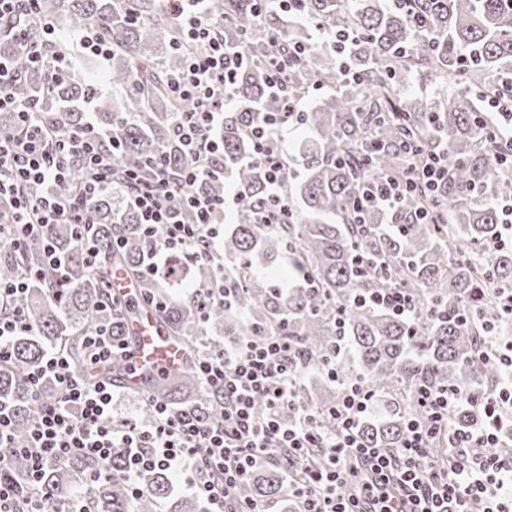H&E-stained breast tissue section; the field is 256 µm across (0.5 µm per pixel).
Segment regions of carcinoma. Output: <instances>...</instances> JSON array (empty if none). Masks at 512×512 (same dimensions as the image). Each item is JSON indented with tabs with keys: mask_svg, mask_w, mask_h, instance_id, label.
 <instances>
[{
	"mask_svg": "<svg viewBox=\"0 0 512 512\" xmlns=\"http://www.w3.org/2000/svg\"><path fill=\"white\" fill-rule=\"evenodd\" d=\"M214 31L243 57L232 85L234 102L224 109L217 138L224 144V173L201 185L217 200L226 186L235 197L233 221L218 208L212 220L224 228V270L231 304L209 307L206 328L198 324L189 295L167 290L165 281L140 277L153 241L141 235L137 211L121 192L89 200L91 233L102 246L100 268L91 270L73 241L70 224H54L50 241L64 266L65 281H40L16 299L34 320L36 333L14 341L8 364L0 365V399L14 409L16 439L25 438L35 395L28 374L51 349L83 373V335L98 328L129 342L128 315L106 284L112 269L139 279L145 303H162L156 313L169 335L181 343L185 369L147 382L146 391L185 409L206 424L221 422L219 394L191 402L199 388L194 358L205 330L235 342L280 326L300 349L305 372L318 370L336 351L351 368L338 374L336 392L360 382L379 396L395 386L478 388L494 393L507 372L477 361L482 339L500 331L496 304L477 300L490 280L512 285V250L459 261L464 243L484 245L498 233V202L512 196V177L501 172L496 149L487 139L497 122L488 100L512 101V0H295L292 9L277 0H214ZM34 15L52 24L66 18L68 30L87 29L112 49L107 84L69 74L51 77L45 61H32L5 39L12 60V93L39 99L40 120L63 140L92 123L109 149L112 175L137 168L142 179L154 162L179 174L186 157L174 134L188 103L169 89L185 59L203 45L182 40L165 0H38ZM311 22L346 28L354 40L346 48L355 81L339 70L336 45L321 42ZM282 46L301 49L288 58V84L271 85L267 61ZM429 80V94L405 95L409 76ZM329 86L335 93L308 106L309 89ZM305 106L300 126L282 147L284 177L271 191L265 169L255 160L250 125L264 113L282 112L286 101ZM448 155V179L426 197L409 192L389 209L354 203L361 184L383 176L402 178L407 159L402 143ZM292 205L288 224H256L273 194ZM430 218L422 219V212ZM45 240L31 238L17 257H0V281L15 278L18 265H44ZM385 288H403L415 301V316L358 305L354 299ZM468 309L463 323L455 313ZM417 404L388 399L386 412L358 427L370 447L395 448ZM101 463L80 458L46 471L44 482L61 499L72 479L97 471ZM140 497L112 477L90 489L94 512H200L190 496L174 494L170 475L156 470L141 478ZM280 471L259 467L244 482L241 497L266 501L282 496Z\"/></svg>",
	"mask_w": 512,
	"mask_h": 512,
	"instance_id": "obj_1",
	"label": "carcinoma"
}]
</instances>
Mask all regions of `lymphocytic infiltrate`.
Listing matches in <instances>:
<instances>
[{
	"label": "lymphocytic infiltrate",
	"instance_id": "lymphocytic-infiltrate-1",
	"mask_svg": "<svg viewBox=\"0 0 512 512\" xmlns=\"http://www.w3.org/2000/svg\"><path fill=\"white\" fill-rule=\"evenodd\" d=\"M194 2L197 10L188 15L183 0H168L183 17L186 38L206 45L171 83L172 92L190 106L177 128L186 164L175 180L160 165L148 182L139 181L136 170H127L124 187L129 205L140 214L143 235L155 243L144 264L145 277H161L173 257L213 264L212 279L197 289L203 316L208 304L226 297L224 266L216 261L224 228L209 220L216 200L195 187L224 171L213 132L232 101L237 54L212 37L215 20L207 0ZM11 81V65L0 55V110H14L19 119L13 132H0V197H9L12 206L11 212L0 213V246L17 254L28 239L47 237L52 225L71 224L88 267H98L101 248L88 234L86 204L113 190L111 160L95 147L88 131L54 139L38 120L35 103L13 99ZM301 115L299 104L290 102L284 112L262 118L250 130L269 184H277L285 172L281 139ZM406 151L412 158L409 178L369 183L362 202L389 205L406 192L437 190L448 171L447 156L424 155L412 145ZM76 154L83 157L86 175L67 198H59L55 188L68 179L69 158ZM175 196L186 200L192 221L179 219L171 209L169 200ZM46 256L43 269L0 281V307L7 311L0 317L1 363L10 361L14 337L35 331L29 314L14 307L16 295L27 291L33 279L62 273L54 251ZM196 368L203 388L224 397L219 424H202L160 401L154 402L151 417H114L111 382L74 376L62 352L47 353L28 381L35 389L51 381L55 394L39 401L23 442L15 440L11 406L0 400V451L16 448L26 460L19 476L12 461L0 454V512H92L85 490L111 478L116 457L132 496L142 493V473L176 472L207 512H270L267 505L235 494L252 470L267 463L283 467L284 491L295 512H512V448L503 435L504 426L512 425V382L491 397L459 387L419 386L412 397L422 416L409 420L400 446L389 449L368 447L360 439L357 428L376 398L357 385L345 388L329 411L336 434L323 428L318 412L295 392L301 360L286 336H251L228 351L202 349ZM464 407L479 413V427L451 426L452 414ZM441 438L449 443L443 462L431 453ZM314 448L322 451L321 463L310 460ZM85 457L103 462V470L81 477V493L51 502L43 483L46 470Z\"/></svg>",
	"mask_w": 512,
	"mask_h": 512
}]
</instances>
